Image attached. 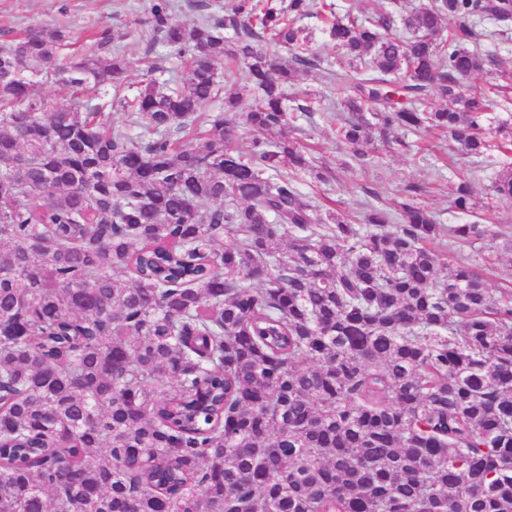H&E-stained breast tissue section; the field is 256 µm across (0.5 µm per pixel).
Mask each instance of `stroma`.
<instances>
[{
  "label": "stroma",
  "mask_w": 512,
  "mask_h": 512,
  "mask_svg": "<svg viewBox=\"0 0 512 512\" xmlns=\"http://www.w3.org/2000/svg\"><path fill=\"white\" fill-rule=\"evenodd\" d=\"M389 0H313L310 16L301 19L302 27L311 34V49L321 61L320 69L302 76L288 85V98H307L308 111L294 112L287 133L309 149L316 165L330 169L328 180L319 181L310 174L296 175L299 191L326 208L343 210L363 217L368 204L381 201L395 208L403 199L404 188L410 183L424 187L420 203L427 205L437 220L448 224H481L490 220L512 225V200L494 198L490 186L499 171L512 166V155L502 154L497 144L498 125L512 127V103H505L497 86L500 70L512 71V32L491 33L482 44L483 52L494 54L499 70L470 78L469 88L486 92L491 100L489 148L483 162L469 164L459 156L436 157L446 139L434 132L398 131L394 143L379 148L368 166H360L350 157L349 148L340 141L337 129L346 114L341 106L344 92L330 85L325 69L335 68L337 50L327 31L335 18L377 13L389 8ZM149 0H0V42L13 38L20 30L35 24L63 28L69 42L62 52L63 60L84 56L90 47L93 32L107 29L111 42L102 54H119L128 62L127 82L137 88L162 75L186 81L187 70L163 41L147 44L144 34L149 29ZM473 187L476 206L463 214L449 207L450 197L460 179Z\"/></svg>",
  "instance_id": "1"
}]
</instances>
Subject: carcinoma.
Returning <instances> with one entry per match:
<instances>
[{"instance_id":"carcinoma-1","label":"carcinoma","mask_w":512,"mask_h":512,"mask_svg":"<svg viewBox=\"0 0 512 512\" xmlns=\"http://www.w3.org/2000/svg\"><path fill=\"white\" fill-rule=\"evenodd\" d=\"M173 8L150 0L151 33L184 84L130 94L117 54L61 63L58 28L0 44V512H512V288L481 274L512 232L439 224L414 184L363 224L314 204L283 174L311 168L283 92L318 68L308 0ZM481 19L506 34L512 0H429L407 40L388 11L332 23L355 160L375 129L484 155L490 103L461 86L498 67ZM226 59L259 91L247 156ZM48 81L95 104L51 103ZM492 191L512 199L511 168ZM452 204L474 209L468 180ZM444 236L495 251L442 278Z\"/></svg>"}]
</instances>
